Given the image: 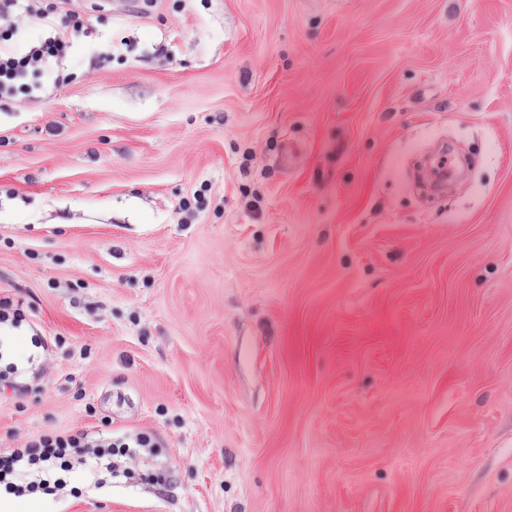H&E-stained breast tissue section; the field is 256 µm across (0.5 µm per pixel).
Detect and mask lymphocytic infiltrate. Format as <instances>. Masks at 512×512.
<instances>
[{
  "mask_svg": "<svg viewBox=\"0 0 512 512\" xmlns=\"http://www.w3.org/2000/svg\"><path fill=\"white\" fill-rule=\"evenodd\" d=\"M57 0H0V100L12 96L32 71H45L65 60L74 44L87 36L90 22L55 21ZM47 29V36L23 44V27ZM25 319L9 298L0 297V386L27 393L42 380L49 354L45 337L32 336L25 362L13 357V332ZM145 432L112 437L103 432L47 431L28 439L22 447L0 451V491L16 498L82 495L84 489H103L112 482L135 483L137 459L154 447Z\"/></svg>",
  "mask_w": 512,
  "mask_h": 512,
  "instance_id": "f902f5d3",
  "label": "lymphocytic infiltrate"
}]
</instances>
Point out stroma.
I'll return each instance as SVG.
<instances>
[{
  "label": "stroma",
  "mask_w": 512,
  "mask_h": 512,
  "mask_svg": "<svg viewBox=\"0 0 512 512\" xmlns=\"http://www.w3.org/2000/svg\"><path fill=\"white\" fill-rule=\"evenodd\" d=\"M0 104V450L151 434L0 512H512V0H64ZM447 138L462 183L409 163ZM24 320V313L13 307L9 297H0V387L8 385L20 394H26L35 381L43 380V366L50 349L48 340L35 334L26 362L19 363L13 358L12 333Z\"/></svg>",
  "instance_id": "stroma-1"
}]
</instances>
